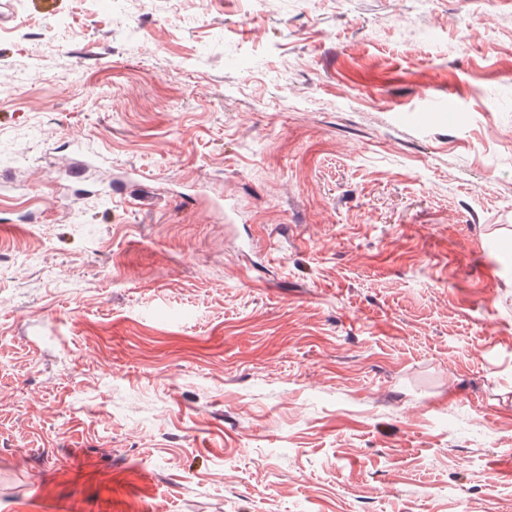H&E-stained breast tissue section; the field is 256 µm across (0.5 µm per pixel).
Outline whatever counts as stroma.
<instances>
[{
	"label": "stroma",
	"instance_id": "stroma-1",
	"mask_svg": "<svg viewBox=\"0 0 512 512\" xmlns=\"http://www.w3.org/2000/svg\"><path fill=\"white\" fill-rule=\"evenodd\" d=\"M0 512H512V0H11Z\"/></svg>",
	"mask_w": 512,
	"mask_h": 512
}]
</instances>
